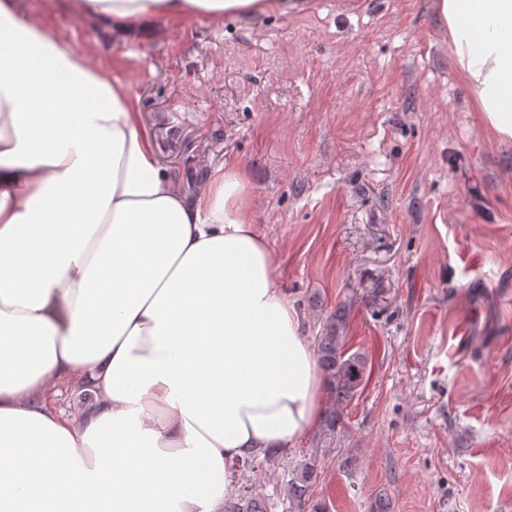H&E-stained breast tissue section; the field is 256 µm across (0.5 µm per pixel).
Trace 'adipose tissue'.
I'll use <instances>...</instances> for the list:
<instances>
[{
  "label": "adipose tissue",
  "instance_id": "adipose-tissue-1",
  "mask_svg": "<svg viewBox=\"0 0 512 512\" xmlns=\"http://www.w3.org/2000/svg\"><path fill=\"white\" fill-rule=\"evenodd\" d=\"M151 22L297 0H69ZM485 127L512 141V0H435ZM235 168L195 196L129 91L0 0V512H224L233 464L292 448L323 378ZM95 397L50 405L61 384Z\"/></svg>",
  "mask_w": 512,
  "mask_h": 512
}]
</instances>
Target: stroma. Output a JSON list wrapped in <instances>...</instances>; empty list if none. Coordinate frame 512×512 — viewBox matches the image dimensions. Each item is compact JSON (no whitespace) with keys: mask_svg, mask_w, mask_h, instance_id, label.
Here are the masks:
<instances>
[{"mask_svg":"<svg viewBox=\"0 0 512 512\" xmlns=\"http://www.w3.org/2000/svg\"><path fill=\"white\" fill-rule=\"evenodd\" d=\"M124 83L182 192L233 164L306 336L337 306L370 377L317 455L330 512H512V143L483 125L434 0H303L109 39L66 0H18Z\"/></svg>","mask_w":512,"mask_h":512,"instance_id":"stroma-1","label":"stroma"}]
</instances>
